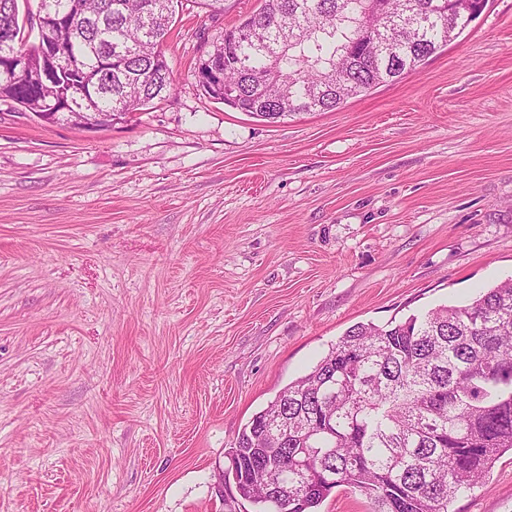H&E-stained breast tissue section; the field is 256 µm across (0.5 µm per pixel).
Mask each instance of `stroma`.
Instances as JSON below:
<instances>
[{
    "label": "stroma",
    "instance_id": "stroma-1",
    "mask_svg": "<svg viewBox=\"0 0 512 512\" xmlns=\"http://www.w3.org/2000/svg\"><path fill=\"white\" fill-rule=\"evenodd\" d=\"M101 132L0 104V512H253L241 427L358 323L512 278V0L402 79L269 124L195 62ZM455 512H512V454Z\"/></svg>",
    "mask_w": 512,
    "mask_h": 512
}]
</instances>
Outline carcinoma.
Masks as SVG:
<instances>
[{
	"label": "carcinoma",
	"mask_w": 512,
	"mask_h": 512,
	"mask_svg": "<svg viewBox=\"0 0 512 512\" xmlns=\"http://www.w3.org/2000/svg\"><path fill=\"white\" fill-rule=\"evenodd\" d=\"M0 0V102L48 124L68 122L64 91L93 90L116 120L175 91L163 47L181 0H37L15 27ZM450 0H263L199 57V86L269 123L332 111L415 70L460 34ZM56 24L33 35L35 13ZM54 42L61 76L47 105L9 69L17 52L39 64ZM512 450V280L465 305H440L378 326H351L306 374L237 435L236 490L255 512H318L339 487L370 512H449ZM268 466L266 488L252 464Z\"/></svg>",
	"instance_id": "cac0c4a2"
}]
</instances>
